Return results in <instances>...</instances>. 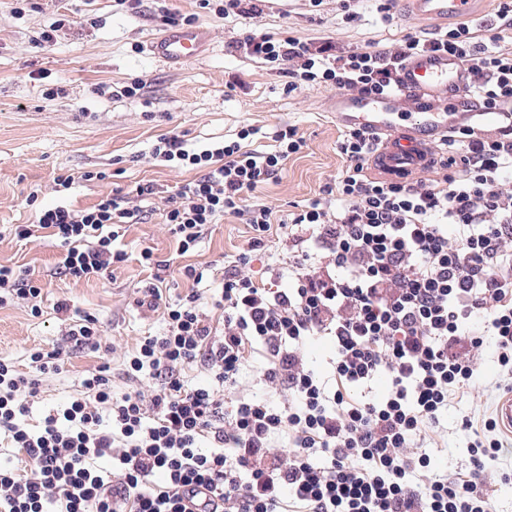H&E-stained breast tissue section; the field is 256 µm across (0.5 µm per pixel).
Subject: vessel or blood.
I'll use <instances>...</instances> for the list:
<instances>
[{
  "label": "vessel or blood",
  "mask_w": 512,
  "mask_h": 512,
  "mask_svg": "<svg viewBox=\"0 0 512 512\" xmlns=\"http://www.w3.org/2000/svg\"><path fill=\"white\" fill-rule=\"evenodd\" d=\"M415 11L430 21L469 17L473 0H411ZM210 40L200 26H174L153 38L147 50L163 64L202 57ZM469 74L445 53L414 56L400 69L397 94L384 97L337 95L333 115L339 126L361 128L379 136L377 170L393 177L426 169L435 140L447 133L448 102L463 99Z\"/></svg>",
  "instance_id": "vessel-or-blood-1"
}]
</instances>
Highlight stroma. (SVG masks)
Returning a JSON list of instances; mask_svg holds the SVG:
<instances>
[{
  "instance_id": "obj_1",
  "label": "stroma",
  "mask_w": 512,
  "mask_h": 512,
  "mask_svg": "<svg viewBox=\"0 0 512 512\" xmlns=\"http://www.w3.org/2000/svg\"><path fill=\"white\" fill-rule=\"evenodd\" d=\"M360 19L348 24L337 0H261L252 18L232 19L201 9L197 0H0V265L35 268L46 286L42 313L32 316L28 301L16 299L0 307V359L27 370L32 349L47 351L61 345L69 329L56 303L96 316L105 330L104 354L73 351L61 373L42 375L39 394L30 400L29 422L63 408L79 387L84 371L100 361L114 369L112 386L123 393L128 383L118 369L124 355L141 336L163 329L162 311L138 306L139 290L152 273L165 278L171 295L184 294L193 282L185 266L211 268L200 289L219 287L224 263L243 252L253 235L250 226L227 215L209 225L197 246L176 254V240L163 222L168 198L194 171L167 167L152 156L163 134H176L188 149L201 150L235 138L242 126L256 127L249 148L270 150L268 134L293 125L306 140L301 154L290 157L276 179L247 192L253 202L273 208L287 218L308 205L319 188L343 165L337 150L342 133L332 115L337 90L315 85L289 95L278 70L251 60L238 43L251 31L284 33L313 41L332 38L344 52L366 50L370 42L388 43L414 32H432L428 22L413 15L400 0L393 24L382 23L375 0H357ZM195 15L198 26L211 34L208 54L187 64L161 66L148 54L147 44L165 29V14ZM60 23L53 46L39 49L34 40L53 23ZM142 80L134 97L115 95V88ZM112 85L100 95L94 88ZM64 88L48 98L46 90ZM103 170L104 181H85L86 171ZM75 177L70 188L57 186L59 174ZM154 186L151 194H137V186ZM128 197L144 219L129 224L117 242L128 261L106 276L73 281L55 276L62 253L53 240L18 241L13 225L33 223L38 209L69 206L87 208L112 191ZM35 205H27L29 193ZM151 248L155 268L140 262L143 248ZM498 370L491 351H484L481 377L448 405L437 448L431 449L435 470L466 472L470 466L467 438L460 429L463 417L495 413L504 393L496 382Z\"/></svg>"
}]
</instances>
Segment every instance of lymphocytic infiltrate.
Segmentation results:
<instances>
[{
  "mask_svg": "<svg viewBox=\"0 0 512 512\" xmlns=\"http://www.w3.org/2000/svg\"><path fill=\"white\" fill-rule=\"evenodd\" d=\"M495 16L499 31L488 42L480 26L457 22L346 55L328 38L312 44L267 32L247 34L241 46L278 68L285 93L324 83L376 97L396 91L410 57L444 52L464 64L469 98L501 112L512 106V52L497 43L512 33V0H496ZM255 133L245 126L200 151L163 135L152 150L199 173L164 214L180 253L227 214L254 231L224 272L215 301L221 326L201 310L202 273L188 270L195 290L171 303L149 283L138 304L163 310L165 326L126 356L129 389L114 395L111 367L101 364L64 408L35 425L28 400L38 381L0 359V433L26 463L0 464V512H496L483 489L502 448L494 417L461 422L466 474L432 471L427 449L451 397L478 376L485 345L499 389L512 392V194L503 190L512 178V120L493 135L451 126L436 155L445 174L427 181L370 177L374 138L343 131L341 172L289 220V238L304 248L288 267L268 264L266 287L247 267L252 252L267 250L274 214L245 194L275 178L306 141L288 125L272 132L274 150L245 149ZM137 216L110 193L85 209L41 210L15 235L57 241V273L90 279L125 262L114 243ZM42 290L34 270L0 266V305L21 295L39 313ZM313 336L334 345L330 379L304 361ZM101 346L97 319L80 315L65 346L33 350L29 361L55 373L69 349ZM255 352L265 358L261 383L287 391V403L240 394ZM194 364L209 383L186 384L182 372ZM146 373L158 382L150 395L141 387ZM381 376L390 386L371 396ZM279 435L292 450L286 464L271 452Z\"/></svg>",
  "mask_w": 512,
  "mask_h": 512,
  "instance_id": "obj_1",
  "label": "lymphocytic infiltrate"
}]
</instances>
